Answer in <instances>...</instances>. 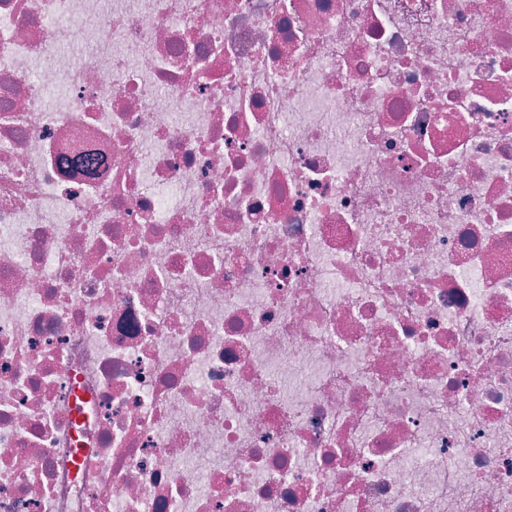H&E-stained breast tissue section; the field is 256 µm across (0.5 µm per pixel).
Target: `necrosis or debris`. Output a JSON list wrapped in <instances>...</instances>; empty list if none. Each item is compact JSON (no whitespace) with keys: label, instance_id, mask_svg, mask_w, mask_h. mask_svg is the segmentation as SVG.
I'll use <instances>...</instances> for the list:
<instances>
[{"label":"necrosis or debris","instance_id":"4bbe7bcc","mask_svg":"<svg viewBox=\"0 0 512 512\" xmlns=\"http://www.w3.org/2000/svg\"><path fill=\"white\" fill-rule=\"evenodd\" d=\"M0 512H512V0H0Z\"/></svg>","mask_w":512,"mask_h":512}]
</instances>
